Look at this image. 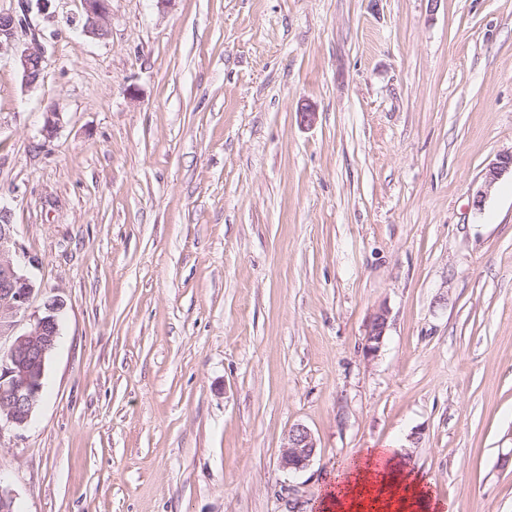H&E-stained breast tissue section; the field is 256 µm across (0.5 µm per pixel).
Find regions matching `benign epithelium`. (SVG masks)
Wrapping results in <instances>:
<instances>
[{
    "mask_svg": "<svg viewBox=\"0 0 512 512\" xmlns=\"http://www.w3.org/2000/svg\"><path fill=\"white\" fill-rule=\"evenodd\" d=\"M85 24L83 33L103 38L112 19V0H81ZM18 24L15 15L0 11V52L16 47ZM16 63L24 83L33 86L41 78L46 64L45 49L33 42L16 51ZM63 121L62 112L54 105L44 112L42 136L50 140ZM512 172V153L500 156L483 174L475 195L481 205L498 181ZM36 260L22 252L13 235L11 211L0 205V337H10L6 360L0 363V434L6 428L23 429L29 425L42 397L47 355L55 348L59 336V313L63 304L54 300L44 305L42 314L29 318V326L17 331L18 317L32 304L36 283L29 267ZM388 326V311L378 310L370 324L365 353L376 355ZM316 452L311 431L300 424L287 433L281 456V467L288 471L305 468Z\"/></svg>",
    "mask_w": 512,
    "mask_h": 512,
    "instance_id": "1",
    "label": "benign epithelium"
}]
</instances>
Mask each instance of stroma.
Wrapping results in <instances>:
<instances>
[{
    "instance_id": "stroma-1",
    "label": "stroma",
    "mask_w": 512,
    "mask_h": 512,
    "mask_svg": "<svg viewBox=\"0 0 512 512\" xmlns=\"http://www.w3.org/2000/svg\"><path fill=\"white\" fill-rule=\"evenodd\" d=\"M28 2L0 204L33 311L64 308L0 435L19 512H318L383 446L449 512H512V178L474 204L512 152V0H112L103 39ZM18 24L11 12L0 11V54L4 49L16 50V63L21 70L25 85L33 86L41 78L46 64L45 49L35 40L22 49H16V33ZM510 171L512 177V152L500 156L492 162L483 174V181L478 188L474 203L480 206L498 181ZM388 326V311L386 309H379L370 324L365 353L367 356H375L383 343L385 333ZM315 452L316 442L311 431L303 425H294L287 433L281 467L288 471H299L310 463Z\"/></svg>"
}]
</instances>
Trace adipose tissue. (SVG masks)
Masks as SVG:
<instances>
[{
  "label": "adipose tissue",
  "mask_w": 512,
  "mask_h": 512,
  "mask_svg": "<svg viewBox=\"0 0 512 512\" xmlns=\"http://www.w3.org/2000/svg\"><path fill=\"white\" fill-rule=\"evenodd\" d=\"M322 512H440L418 477L398 463L393 449L380 448L355 460L330 485Z\"/></svg>",
  "instance_id": "ef3b65f1"
}]
</instances>
